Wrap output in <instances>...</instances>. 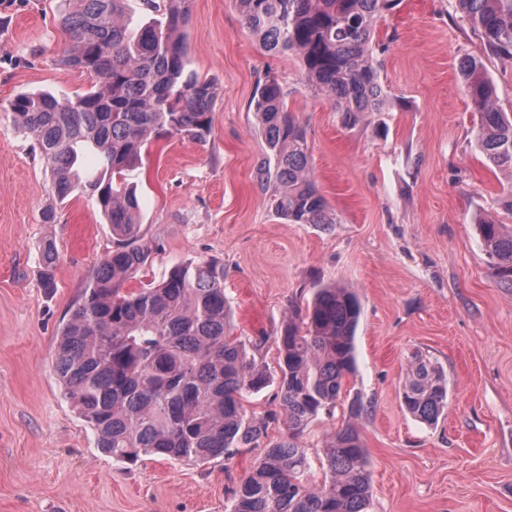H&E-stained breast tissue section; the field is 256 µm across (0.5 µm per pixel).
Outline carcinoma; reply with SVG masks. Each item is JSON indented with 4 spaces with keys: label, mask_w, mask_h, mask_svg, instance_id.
Wrapping results in <instances>:
<instances>
[{
    "label": "carcinoma",
    "mask_w": 512,
    "mask_h": 512,
    "mask_svg": "<svg viewBox=\"0 0 512 512\" xmlns=\"http://www.w3.org/2000/svg\"><path fill=\"white\" fill-rule=\"evenodd\" d=\"M63 24L74 48L61 61L87 73L92 85L74 98L19 94L9 101L17 126L30 134L64 200L78 191L97 200L117 242L89 277L64 325L54 371L64 396L112 459L136 464L150 454L206 463L256 448L269 422L282 418L288 437L265 446L233 493L230 512H367L370 470L351 424L324 449L320 488L306 486L308 457L300 444L309 423L334 417L346 377L355 370L361 304L337 285L316 289L305 313L292 312L278 337L279 411L247 414L243 401L266 388L271 374L257 358L261 342L229 335L224 266L185 262L157 283L127 284L146 268L151 247L133 214L138 199L124 173L160 133L202 139L211 125L212 84L187 67L181 34L187 0H143L157 19L134 24L126 0H68ZM247 27L271 53L296 56L305 82L354 124L383 112L389 95L376 60L377 20L399 0H238ZM488 53L512 63V0H456ZM478 114L475 143L490 166L512 174V115L495 103L494 85L479 56L458 61ZM269 157L257 180L270 206L290 224H333L312 181L308 143L288 111L278 80L267 74L252 99ZM99 169L80 175L86 150ZM478 230L497 282L512 288V225L487 219ZM57 257L42 249L41 286L56 287ZM401 405L434 425L448 406L444 370L412 356Z\"/></svg>",
    "instance_id": "obj_1"
}]
</instances>
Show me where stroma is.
Masks as SVG:
<instances>
[{"mask_svg":"<svg viewBox=\"0 0 512 512\" xmlns=\"http://www.w3.org/2000/svg\"><path fill=\"white\" fill-rule=\"evenodd\" d=\"M66 8L0 0V512H230L261 449L205 464L115 461L54 374L59 331L114 246L95 199L55 197L8 107L21 93L88 88L86 73L59 64L73 46ZM189 9L187 60L213 85L212 125L200 142L152 139L125 173L151 247L145 279L219 260L231 334L265 337L260 357L272 369L289 313L317 287L352 289L363 311L342 399L366 408L355 426L372 477L368 512H512V289L494 277L476 227L499 216L495 200L512 178L476 148L478 116L457 70L462 56L482 57L498 108L512 114V63L486 53L455 0H401L374 36L392 103L346 126L307 89L297 58L261 47L237 0H191ZM268 72L305 130L310 175L335 223L285 222L257 181L268 149L251 101ZM47 242L59 257L50 292L40 286ZM415 353L448 378L433 426L400 405ZM341 422L319 416L301 440L310 486Z\"/></svg>","mask_w":512,"mask_h":512,"instance_id":"stroma-1","label":"stroma"}]
</instances>
